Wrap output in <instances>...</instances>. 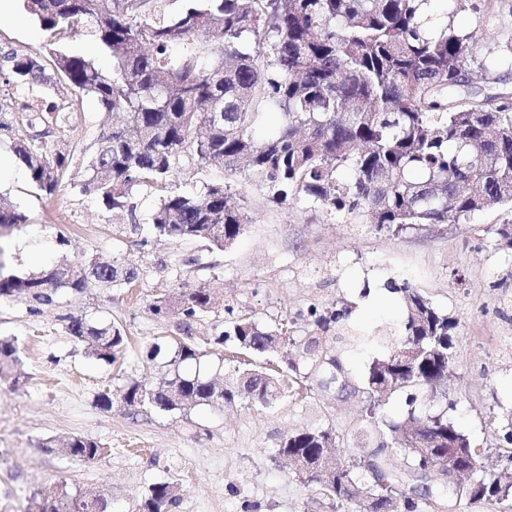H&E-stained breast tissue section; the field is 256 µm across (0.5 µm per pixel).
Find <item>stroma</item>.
<instances>
[{"label": "stroma", "instance_id": "1", "mask_svg": "<svg viewBox=\"0 0 512 512\" xmlns=\"http://www.w3.org/2000/svg\"><path fill=\"white\" fill-rule=\"evenodd\" d=\"M429 7L433 16L473 34L479 54L501 77L497 83L474 79L473 88L512 93V0H430ZM48 41L22 0H12L0 15V52L39 53ZM112 121L89 99L70 112L72 165L50 198L31 187L26 168L8 143H0V197L29 217L0 239L6 273L26 275L62 254L77 269L97 256L144 271L139 288L61 289L36 313L23 300L0 299V336L16 338L23 372L16 384L0 378V512H25L33 495L55 487L104 493L108 512H138L149 488L163 482L181 488L175 512H338L274 455L280 436L312 421L315 403L285 401L263 412L240 405L136 415L117 404L99 407V396L117 385L157 378L160 366L147 362L145 347L158 339L174 344L179 317L173 312L157 319L148 304L156 295L177 296L185 285L209 288L218 299L194 328L201 338L223 330L228 305L267 323L293 317L299 332L313 305H351L363 327L394 325L402 318L401 303L383 285L390 277L409 276L458 322L456 363L443 390L456 403L454 421L481 456L496 455L494 433L512 418V288L495 282L512 274V249L492 247L476 231L512 222V209L393 235L354 226L348 215H330L303 201L275 204L222 166L198 170L182 163L170 178L173 188L200 192L208 183L228 182L250 219L245 233L221 251L156 237L148 218L157 197L140 187L132 200L146 243L138 246L120 231L126 217L81 188L84 151ZM61 235L69 240L62 248ZM366 288L374 292L368 300L361 295ZM79 315L124 329L129 345L116 364L96 362L66 333L63 317ZM71 435L99 442L104 454L75 462L42 446L45 439Z\"/></svg>", "mask_w": 512, "mask_h": 512}]
</instances>
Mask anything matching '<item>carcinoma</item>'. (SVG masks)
Masks as SVG:
<instances>
[{
  "label": "carcinoma",
  "instance_id": "carcinoma-1",
  "mask_svg": "<svg viewBox=\"0 0 512 512\" xmlns=\"http://www.w3.org/2000/svg\"><path fill=\"white\" fill-rule=\"evenodd\" d=\"M428 0H185L176 13L166 0H25L26 10L49 34L48 56L10 50L0 67V136L31 183L45 196L61 186L72 162L61 132L67 114L91 98L104 112H122L127 126L97 137L85 165L84 192L129 217L128 235L140 230L132 189L158 194L151 214L155 233L180 241L202 240L216 250L232 245L248 217L232 201L231 186L208 184L199 193L172 189L180 162L197 169L222 164L268 198L283 204L304 198L330 213L363 219L377 231L400 232L436 224H463L486 209L512 206V95L471 90L476 46L452 23L424 13ZM90 35L111 62L100 70L83 55L55 45L65 31ZM180 49L178 58L172 49ZM65 83L73 99L17 111L20 88ZM27 215L0 200V228L26 224ZM488 242L512 249V223L485 230ZM142 272L93 261L76 271L61 256L52 266L22 277L0 271V299L21 298L31 311L53 303L61 288H131ZM386 287L401 294L403 318L394 330H364L349 306L308 309L298 335L285 318L264 325L239 315L214 344L230 340L234 367L217 386L183 370L201 365L194 324L214 306L209 289L184 287L177 312L186 336L170 351L150 345L147 357L166 358L150 384L133 380L103 394L100 404L123 403L131 413L149 405L163 412L198 406L246 404L274 408L289 397L301 403L322 392L352 395L362 407L355 426L336 409L319 406L315 420L280 438L276 456L300 465L296 477L353 512H430L433 502L453 507L495 500L512 509V450L491 469L480 462L470 437L451 418L454 401L438 388L455 362L457 322L441 313L406 276ZM150 313L171 312L167 295L154 297ZM65 331L88 356L115 363L126 346L121 328L66 316ZM381 348L365 374L349 376L346 357ZM19 348L0 338V376L14 374ZM398 393L401 415L384 413ZM444 398L440 406L435 398ZM65 454L87 463L104 454L96 441L70 436ZM473 459L474 480L450 487L433 481L422 496L406 486L438 452ZM345 457L325 458L331 448ZM180 487L152 486L138 512H173ZM106 496L71 495L61 488L31 499L27 512H106Z\"/></svg>",
  "mask_w": 512,
  "mask_h": 512
}]
</instances>
